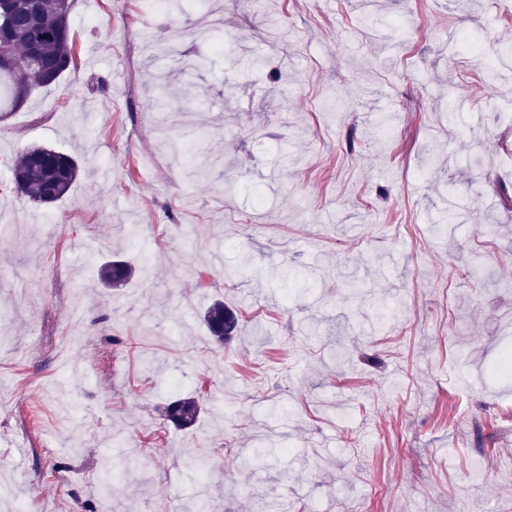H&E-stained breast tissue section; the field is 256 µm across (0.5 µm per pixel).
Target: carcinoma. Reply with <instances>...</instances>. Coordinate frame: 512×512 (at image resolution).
<instances>
[{"label":"carcinoma","mask_w":512,"mask_h":512,"mask_svg":"<svg viewBox=\"0 0 512 512\" xmlns=\"http://www.w3.org/2000/svg\"><path fill=\"white\" fill-rule=\"evenodd\" d=\"M72 0H4L0 3V27L10 37L13 54L25 61L38 62L19 67H0V119L20 110L36 89L50 87L76 68L74 41L63 36L71 31ZM80 167L70 155L42 146L21 152L12 169L16 192L29 201L49 206L71 190ZM134 275V269L123 261L105 263L99 279L106 287L117 288ZM204 320L219 343L236 335L239 317L222 302L213 303ZM203 406L194 396L180 397L164 408L168 421L181 428L197 422Z\"/></svg>","instance_id":"cac0c4a2"}]
</instances>
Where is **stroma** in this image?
I'll return each mask as SVG.
<instances>
[{"mask_svg": "<svg viewBox=\"0 0 512 512\" xmlns=\"http://www.w3.org/2000/svg\"><path fill=\"white\" fill-rule=\"evenodd\" d=\"M70 22L76 70L0 122V512H512V84L450 40L512 45V0ZM198 124L194 159L166 144ZM33 146L81 167L50 206L11 185ZM115 256L149 271L101 287ZM187 394L184 429L163 409ZM204 320L218 343L231 340L239 327V317L232 308L224 302L213 303L205 312ZM203 406L194 396L180 397L164 408L168 421L181 428H190L197 422Z\"/></svg>", "mask_w": 512, "mask_h": 512, "instance_id": "35a3bbf8", "label": "stroma"}]
</instances>
